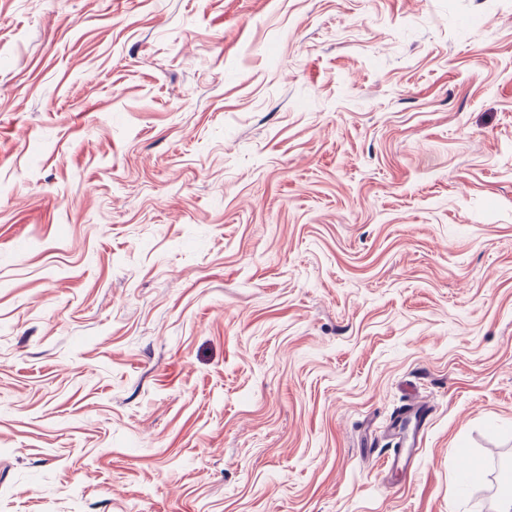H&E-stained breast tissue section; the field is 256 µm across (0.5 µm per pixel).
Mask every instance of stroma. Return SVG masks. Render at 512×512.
Segmentation results:
<instances>
[{
    "mask_svg": "<svg viewBox=\"0 0 512 512\" xmlns=\"http://www.w3.org/2000/svg\"><path fill=\"white\" fill-rule=\"evenodd\" d=\"M500 460L512 0H0V512H503ZM396 418L400 422H413L414 441H417L416 446H420L424 433L430 424L431 406L427 402L418 401L402 408Z\"/></svg>",
    "mask_w": 512,
    "mask_h": 512,
    "instance_id": "obj_1",
    "label": "stroma"
}]
</instances>
